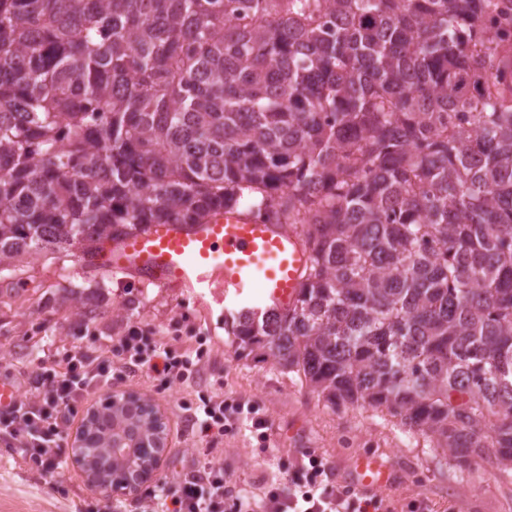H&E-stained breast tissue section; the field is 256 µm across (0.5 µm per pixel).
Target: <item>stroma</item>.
Listing matches in <instances>:
<instances>
[{
  "label": "stroma",
  "instance_id": "stroma-1",
  "mask_svg": "<svg viewBox=\"0 0 512 512\" xmlns=\"http://www.w3.org/2000/svg\"><path fill=\"white\" fill-rule=\"evenodd\" d=\"M19 264L23 278L0 273V378L18 380L45 351L89 346L128 325L167 334L191 329L206 337L214 351L213 361L204 367L212 389L249 400L257 415L271 422L265 441L245 430L225 436L224 468L232 484H254L264 473L287 477L307 451L328 460L338 483L348 486L355 460L372 455L392 475L378 495L394 512H410L417 502L427 504L430 512H512V476L477 459L458 466L386 409L362 403L332 406L272 358L257 352L238 355L227 332L238 307L223 288H161L82 267L78 257L66 253L26 255ZM65 288L84 292L92 314L78 315L74 303L60 301ZM113 390L141 395L166 418L167 446L155 480L174 482L204 461L203 443L176 434L179 411L172 400L156 394L149 381L135 378L99 388L89 405H99ZM61 455L68 462L63 474H40L0 442V512H140L135 494L91 487L72 464L70 446H63Z\"/></svg>",
  "mask_w": 512,
  "mask_h": 512
}]
</instances>
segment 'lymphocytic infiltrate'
I'll return each instance as SVG.
<instances>
[{
  "label": "lymphocytic infiltrate",
  "mask_w": 512,
  "mask_h": 512,
  "mask_svg": "<svg viewBox=\"0 0 512 512\" xmlns=\"http://www.w3.org/2000/svg\"><path fill=\"white\" fill-rule=\"evenodd\" d=\"M207 354L202 338L177 352L153 331L130 325L99 352L77 348L41 357L20 384L15 405L0 411V440L31 468L56 472L64 466L57 449L93 390L109 384L112 376L139 374L155 379L158 392L182 390L183 427L209 452H216L226 434L269 430V420L256 416L250 403L199 390ZM141 499L153 512H388L382 498L335 484L330 463L317 456L287 482L264 478L253 491L231 486L223 466L208 462L185 473L176 486L159 482L146 487Z\"/></svg>",
  "instance_id": "lymphocytic-infiltrate-1"
}]
</instances>
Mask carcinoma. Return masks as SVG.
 <instances>
[{
    "mask_svg": "<svg viewBox=\"0 0 512 512\" xmlns=\"http://www.w3.org/2000/svg\"><path fill=\"white\" fill-rule=\"evenodd\" d=\"M244 201L310 257L237 350L512 474V0H0L1 268Z\"/></svg>",
    "mask_w": 512,
    "mask_h": 512,
    "instance_id": "1",
    "label": "carcinoma"
}]
</instances>
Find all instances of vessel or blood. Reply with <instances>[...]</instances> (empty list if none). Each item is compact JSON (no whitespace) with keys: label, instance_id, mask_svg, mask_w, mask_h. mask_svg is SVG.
Listing matches in <instances>:
<instances>
[{"label":"vessel or blood","instance_id":"1","mask_svg":"<svg viewBox=\"0 0 512 512\" xmlns=\"http://www.w3.org/2000/svg\"><path fill=\"white\" fill-rule=\"evenodd\" d=\"M95 262L114 274L131 275L163 288H201L220 282L239 305H250L258 289L266 305L288 307L296 296L308 254L301 237L285 224H267L245 213L207 223L155 224L104 247ZM389 481L380 461L355 464V484L375 491Z\"/></svg>","mask_w":512,"mask_h":512}]
</instances>
